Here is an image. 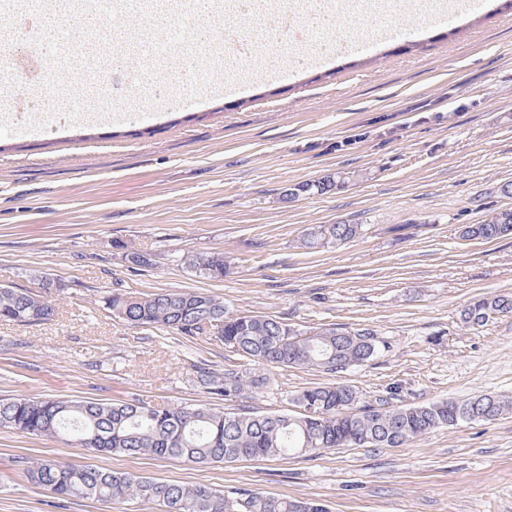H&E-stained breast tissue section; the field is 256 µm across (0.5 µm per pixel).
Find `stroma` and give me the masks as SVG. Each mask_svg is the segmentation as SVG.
Returning a JSON list of instances; mask_svg holds the SVG:
<instances>
[{
    "instance_id": "1",
    "label": "stroma",
    "mask_w": 512,
    "mask_h": 512,
    "mask_svg": "<svg viewBox=\"0 0 512 512\" xmlns=\"http://www.w3.org/2000/svg\"><path fill=\"white\" fill-rule=\"evenodd\" d=\"M400 39L266 79L254 62L238 98L209 93L191 107L127 102L142 119L47 120L55 82H15L43 113L27 134L0 132V284L59 279L55 315L0 321V396L98 399L132 395L202 404L193 367L240 364L217 341L132 327L104 309L131 296L203 289L237 313L299 329L374 332L382 346L339 374L363 402L427 404L512 398V314L481 326L460 312L480 294L512 293V238L466 241L512 206V7L492 0L444 27L402 11ZM342 172L347 187L283 201L285 189ZM364 225L335 248L301 247L315 224ZM155 254L128 267L123 246ZM224 252L220 280L191 276L178 257ZM268 388L233 407L283 413L321 372L267 368ZM92 464L161 482L322 503L327 512H512V414L463 422L398 448L199 466L150 455L94 454L64 438L0 431V512H160L137 500L54 498L18 458Z\"/></svg>"
}]
</instances>
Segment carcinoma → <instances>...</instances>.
I'll use <instances>...</instances> for the list:
<instances>
[{
	"label": "carcinoma",
	"mask_w": 512,
	"mask_h": 512,
	"mask_svg": "<svg viewBox=\"0 0 512 512\" xmlns=\"http://www.w3.org/2000/svg\"><path fill=\"white\" fill-rule=\"evenodd\" d=\"M347 177L329 174L285 190L283 198L322 195L346 187ZM364 231L362 224H315L305 230L307 248L337 246ZM462 235L484 241L512 236V207L501 208ZM132 268L153 266L152 254L124 247ZM181 265L194 277L222 279L230 265L221 252L183 255ZM51 283L38 291L0 285V320L37 325L54 313ZM112 313L134 327L163 329L194 339L210 335L246 361L218 372L194 366L193 382L204 393L231 401L264 387L261 370L299 366L332 377L376 355L381 342L369 330L339 327L298 329L280 318L232 314L224 300L204 291L165 290L142 297L117 289L105 298ZM512 314V295L478 297L460 313L468 326ZM295 409L276 414L230 412L206 404H159L132 396L104 403L82 399L0 398V430L31 436H63L76 448L127 456L155 455L206 465L239 460L310 456L335 448H397L459 421H491L512 413V400L482 394L423 405L361 404L358 392L341 382L309 387ZM28 479L61 499L105 501L138 499L158 503L163 512H326L325 506L240 488L221 493L205 484L184 486L90 465L22 459Z\"/></svg>",
	"instance_id": "carcinoma-1"
}]
</instances>
